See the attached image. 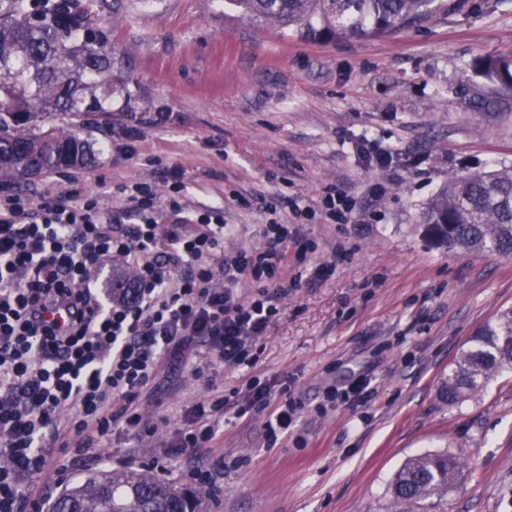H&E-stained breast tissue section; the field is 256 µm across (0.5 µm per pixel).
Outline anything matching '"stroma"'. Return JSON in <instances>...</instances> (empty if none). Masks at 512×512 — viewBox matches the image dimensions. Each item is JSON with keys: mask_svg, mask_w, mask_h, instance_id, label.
<instances>
[{"mask_svg": "<svg viewBox=\"0 0 512 512\" xmlns=\"http://www.w3.org/2000/svg\"><path fill=\"white\" fill-rule=\"evenodd\" d=\"M112 50V110L76 120L94 161L80 188L112 211L118 186L150 177L149 159L185 172L188 209L223 204L224 248L263 243L268 204L307 248L261 340L254 367L193 376L166 366L142 399L155 437L114 428L106 447L55 453L62 474L25 477L50 507L88 471L146 467L189 485L210 469L204 512H395L391 482L411 456L449 452L462 479L432 512H512V371L458 406L438 396L475 331L512 308V258L433 243L423 214L450 177L512 166V100L489 103L473 70L512 52V0H469L421 27L308 42L240 17L229 0H122L98 18ZM167 113L154 125L156 113ZM140 137L130 160L105 141ZM390 148L387 173L357 153L362 137ZM334 186L363 195L362 221L325 218ZM308 207L312 216L295 215ZM332 268L324 276L322 263ZM371 380L367 406H328L349 372ZM259 376L302 398L275 446L265 415L216 417L214 447L162 456L204 395Z\"/></svg>", "mask_w": 512, "mask_h": 512, "instance_id": "stroma-1", "label": "stroma"}]
</instances>
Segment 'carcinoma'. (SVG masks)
Segmentation results:
<instances>
[{"label":"carcinoma","instance_id":"obj_1","mask_svg":"<svg viewBox=\"0 0 512 512\" xmlns=\"http://www.w3.org/2000/svg\"><path fill=\"white\" fill-rule=\"evenodd\" d=\"M106 0H0V180L84 166L88 143L69 129L42 132L39 114L73 120L112 105V57L94 25ZM242 13L311 41L381 35L458 8L463 0H231ZM482 75L512 92V54L486 59ZM427 233L452 250L512 255V168L453 177L424 212ZM512 368V309L481 327L442 379L454 406ZM461 461L445 453L409 459L392 484L402 512L447 499ZM202 498L143 469L96 470L65 489L51 512H202Z\"/></svg>","mask_w":512,"mask_h":512}]
</instances>
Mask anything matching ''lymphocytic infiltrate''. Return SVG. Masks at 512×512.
<instances>
[{"instance_id":"lymphocytic-infiltrate-1","label":"lymphocytic infiltrate","mask_w":512,"mask_h":512,"mask_svg":"<svg viewBox=\"0 0 512 512\" xmlns=\"http://www.w3.org/2000/svg\"><path fill=\"white\" fill-rule=\"evenodd\" d=\"M170 176L164 197L122 185L132 224L69 183L0 195V512H42L22 478L48 469L47 449L101 447L117 425L153 435L140 400L166 362L194 375L255 365L288 293V227L267 224L260 247L225 254L223 206L190 214L181 173ZM116 258L136 283L101 297L92 282ZM55 310L66 324L47 320ZM302 406L249 379L194 405L177 448L211 447L218 414H266L275 444Z\"/></svg>"}]
</instances>
